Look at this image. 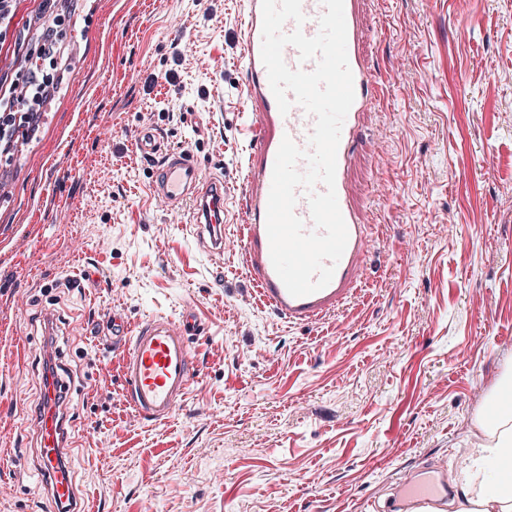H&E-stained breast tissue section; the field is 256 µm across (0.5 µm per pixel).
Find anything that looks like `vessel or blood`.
I'll return each mask as SVG.
<instances>
[{"label":"vessel or blood","mask_w":512,"mask_h":512,"mask_svg":"<svg viewBox=\"0 0 512 512\" xmlns=\"http://www.w3.org/2000/svg\"><path fill=\"white\" fill-rule=\"evenodd\" d=\"M303 24L286 22L284 32L302 30L309 37L319 32L324 12L321 0H302ZM359 0H344L347 57L353 75L355 98L341 131L337 151L336 194L348 229L344 253L331 281L322 289L292 296L277 275L271 260L267 233V206L276 154L283 138L308 148L315 119L300 105L281 114L261 60L262 0H246L243 67L246 99L257 110L258 130L250 139L246 165L245 218L240 241L251 276L262 299L292 324H308L334 312L351 299L368 277L367 253L371 236L364 213L355 203L347 183L354 147L366 110L384 89V82L366 66L360 52ZM138 146L144 156L158 157L153 194L165 206L175 207L189 200L204 222L196 237L219 247L224 239V182L204 174L190 149H170L154 131L141 133ZM106 344H122L123 393L140 423L168 419L186 399L197 377L193 344L206 329L191 310L176 317L151 316L130 324L118 312H110L94 327ZM62 378H48L42 384L41 399L32 417L39 448L34 468L44 486L50 512H81L74 481L61 462L75 441L70 408L63 398ZM446 464L429 463L397 486L387 503L389 512H442L452 488Z\"/></svg>","instance_id":"b4317fda"}]
</instances>
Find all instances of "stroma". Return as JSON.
Segmentation results:
<instances>
[{
    "label": "stroma",
    "mask_w": 512,
    "mask_h": 512,
    "mask_svg": "<svg viewBox=\"0 0 512 512\" xmlns=\"http://www.w3.org/2000/svg\"><path fill=\"white\" fill-rule=\"evenodd\" d=\"M58 88L0 188V512H43L30 416L44 311L72 372L86 512H380L424 460L461 472L512 369V0H361L387 76L349 174L376 224L340 310L292 325L256 291L245 207L244 0H57ZM230 188L224 249L152 194L141 131ZM192 307L199 377L134 424L92 321Z\"/></svg>",
    "instance_id": "obj_1"
}]
</instances>
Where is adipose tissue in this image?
Masks as SVG:
<instances>
[{
	"label": "adipose tissue",
	"instance_id": "1",
	"mask_svg": "<svg viewBox=\"0 0 512 512\" xmlns=\"http://www.w3.org/2000/svg\"><path fill=\"white\" fill-rule=\"evenodd\" d=\"M488 444L473 449L458 512H512V411L488 426Z\"/></svg>",
	"mask_w": 512,
	"mask_h": 512
}]
</instances>
